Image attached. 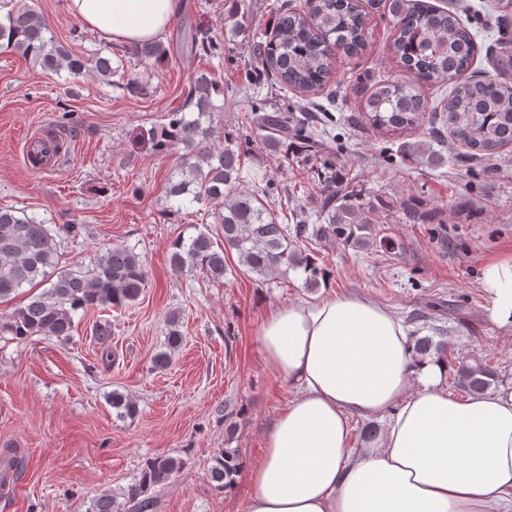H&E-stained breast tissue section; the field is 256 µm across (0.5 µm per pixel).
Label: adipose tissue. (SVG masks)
I'll list each match as a JSON object with an SVG mask.
<instances>
[{"label":"adipose tissue","instance_id":"adipose-tissue-1","mask_svg":"<svg viewBox=\"0 0 512 512\" xmlns=\"http://www.w3.org/2000/svg\"><path fill=\"white\" fill-rule=\"evenodd\" d=\"M115 43L159 39L180 0H68ZM492 324L512 335V258L484 264ZM259 350L292 390L247 469V512H512V388L448 395L447 360L413 353L375 300L332 294L269 310ZM385 422L356 449L354 419Z\"/></svg>","mask_w":512,"mask_h":512}]
</instances>
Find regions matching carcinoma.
Returning <instances> with one entry per match:
<instances>
[{"mask_svg": "<svg viewBox=\"0 0 512 512\" xmlns=\"http://www.w3.org/2000/svg\"><path fill=\"white\" fill-rule=\"evenodd\" d=\"M393 28L392 52L410 79H383L373 83L362 115L353 121L375 129H416L436 119L446 125L453 142L467 150L473 159L490 160L512 145V82L498 77L512 71V40L503 37L495 44V75L463 79L476 49L475 35L459 15L431 7L422 0H383ZM0 23V40L6 46L45 69L79 74L87 68L106 79L119 74L107 58L92 61L75 57L63 48L47 50L52 39L43 15L26 0H17ZM366 13L358 0H307V10L298 12L279 7L275 15L247 34L249 58L257 71L272 84L295 89L306 97L324 92L331 75L332 58H353L366 47ZM195 51L219 57L224 44L216 37H190ZM132 55L140 62H159L167 55L163 43L150 41L134 46ZM451 82L448 93L428 101L413 80ZM224 95L206 73L194 76L184 93L180 109L168 115L155 147L160 152L178 146L185 157L171 174L168 199L192 194L202 204L213 225L187 240L173 242L171 265L178 271L201 270L214 280L224 278L225 254L236 252L243 270L258 277L286 267L305 273L304 285L313 290L326 284L328 272L320 263V248L337 241L353 247L373 242L371 215L400 210L404 224H440L439 213L410 196L400 202L379 194L367 195L353 177L336 170L333 150L326 132L305 121H293L288 111L272 108L263 99L253 100L252 125L262 132L264 149L278 153L293 148L299 161L310 165L317 178V223L313 216L293 203L288 186L264 181L254 172V183H264L251 191L242 176L249 142L230 133L224 146L212 141L213 124L224 107L213 103V96ZM407 157L438 167L446 158L425 141L407 146ZM292 217L293 223L279 222ZM44 285L16 309L0 332L23 340L48 336L68 340L74 328V315L92 308H121L141 296L147 273L140 256L123 245L104 251L93 265L58 267L54 230L18 210L0 206V302L8 301L25 285ZM181 333L172 319L168 351L157 353L152 368L163 370L170 363V351L178 348ZM418 354L447 355L444 343L424 336L413 339ZM457 383L476 394L490 388L495 370L480 359H461L456 368ZM109 403L119 417L137 413L136 402L127 394L112 391ZM240 465L237 450L226 448L214 459L209 470L211 481L225 489L232 483ZM182 461L170 456L146 459L139 474L121 491L127 503L139 512H148V490L167 483L181 468Z\"/></svg>", "mask_w": 512, "mask_h": 512, "instance_id": "cac0c4a2", "label": "carcinoma"}]
</instances>
